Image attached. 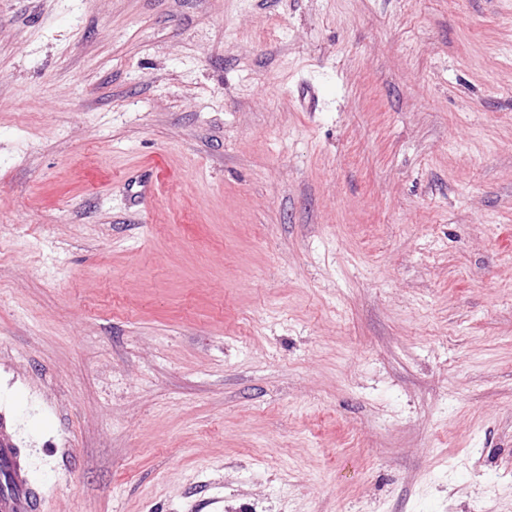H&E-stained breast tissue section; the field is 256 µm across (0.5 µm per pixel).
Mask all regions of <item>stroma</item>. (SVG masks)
Returning <instances> with one entry per match:
<instances>
[{
	"mask_svg": "<svg viewBox=\"0 0 512 512\" xmlns=\"http://www.w3.org/2000/svg\"><path fill=\"white\" fill-rule=\"evenodd\" d=\"M0 409L46 512H512V0H0Z\"/></svg>",
	"mask_w": 512,
	"mask_h": 512,
	"instance_id": "stroma-1",
	"label": "stroma"
}]
</instances>
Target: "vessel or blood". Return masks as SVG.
<instances>
[{
	"label": "vessel or blood",
	"mask_w": 512,
	"mask_h": 512,
	"mask_svg": "<svg viewBox=\"0 0 512 512\" xmlns=\"http://www.w3.org/2000/svg\"><path fill=\"white\" fill-rule=\"evenodd\" d=\"M15 427L13 417L0 410V512H42L49 490L37 487L34 475L50 462L21 448Z\"/></svg>",
	"instance_id": "vessel-or-blood-1"
}]
</instances>
